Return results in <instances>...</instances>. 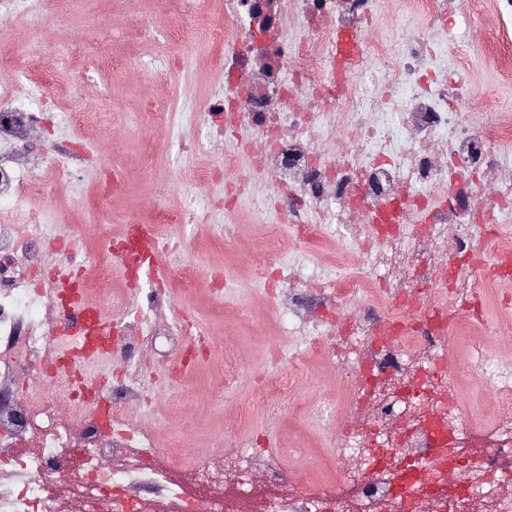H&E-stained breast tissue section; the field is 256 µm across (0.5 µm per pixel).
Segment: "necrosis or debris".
Masks as SVG:
<instances>
[{"mask_svg": "<svg viewBox=\"0 0 512 512\" xmlns=\"http://www.w3.org/2000/svg\"><path fill=\"white\" fill-rule=\"evenodd\" d=\"M378 0H224V25L212 42L223 50L221 92L202 105L209 137L233 134L235 148L200 179L224 187L226 245L238 244L241 200L252 205L263 238L278 235L264 214L284 215L296 242L322 246L346 238L365 257L353 276L322 278L328 304L352 302L341 326L309 329L287 372L259 394L290 393L314 359L348 374L339 409L360 421L340 433L332 461L356 454L362 467L340 471V485L260 481L248 442L229 438L220 463L186 462L181 449L159 465L151 439L126 420L144 403L133 385H118L104 406L88 402L74 381L60 334L48 333L40 307L65 321L64 287L45 270L46 254L67 267L78 248L45 211L22 200L41 194L19 164L22 101L0 83V387L22 389L15 427L0 422V512H512V421L485 433L457 412L458 388L444 360L448 333L479 306L473 256L512 245V114L463 120L482 94L462 72H449L447 37L464 4L479 0H405L418 24L389 43L362 38L378 18ZM502 33L476 51L512 73V0H498ZM245 175L235 176L242 159ZM177 242L132 233L118 247L123 270L156 262ZM454 269L441 282L445 269ZM468 370L503 410H512V367L471 342ZM54 381L52 393L30 388L31 373ZM112 437L111 446L99 442ZM143 476L164 490L149 505L129 496Z\"/></svg>", "mask_w": 512, "mask_h": 512, "instance_id": "1", "label": "necrosis or debris"}]
</instances>
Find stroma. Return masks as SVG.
Segmentation results:
<instances>
[{"instance_id": "stroma-1", "label": "stroma", "mask_w": 512, "mask_h": 512, "mask_svg": "<svg viewBox=\"0 0 512 512\" xmlns=\"http://www.w3.org/2000/svg\"><path fill=\"white\" fill-rule=\"evenodd\" d=\"M152 25L144 35L139 16ZM123 33L117 50L122 65L93 69L94 45L82 39L84 31L103 18ZM224 22L218 0H203L197 12L175 11L166 0H142L139 15L130 14L122 0H56L51 24L40 31L27 26L13 15L0 12V51L12 56V67L0 70V82H12L21 98L31 96L34 82H45L58 109L82 111L84 104L97 107L99 119L82 126L79 133L98 151L89 157L77 173L85 192L74 202L66 186L52 182L40 160L29 162L34 177L45 180V191L34 199L39 208L53 211L69 224L73 235L84 246L98 252L103 263H111L110 253L102 251L103 237L122 236L127 225L141 224L161 236L175 234L184 247L166 258L157 271L140 275L136 287H128L120 271H113L112 286L100 298L103 306L120 307L124 300L145 296L160 280L176 278L177 265H196L201 276L194 287H174L175 306L155 313L144 312L145 320L172 324L179 318H192L209 333L215 348L206 358L190 364L176 386L167 377L170 357L165 340L145 343L132 352L134 359L149 363L150 377L141 387L147 402L127 410L130 421L151 436L156 448H169L178 440H187L186 455L191 459L218 461L222 453L219 437L246 435L261 439L255 453L262 459H278L295 481L307 479L331 452V444L346 421L339 416L320 420L299 415L295 404L335 403L344 389L334 367L315 360L309 365L293 399H281L274 408L256 407L249 431H242L237 405L252 398L264 377L287 370L288 357L303 348L305 332L312 320L327 312L321 298L307 293L302 298L301 319L287 325V297L267 288L249 265L246 242L255 237L253 225L239 228L241 246L224 244V211L214 208L209 224H161L155 220L154 201L158 190H165L170 207H178L186 190L204 198L220 195L218 187L200 181L197 172L230 151V142L209 143L192 163L186 164L178 153V139L189 138L187 129L178 135L146 127V113L160 109L169 99L193 106L206 98L218 84L210 66L215 47L210 39L213 28ZM193 63L191 74L179 72L183 60ZM87 72L81 97H74V74ZM466 79L483 89L481 109L467 113V122L475 124L488 112L512 113V76L502 74L493 60L471 57ZM118 167L124 172L117 187L101 190L104 170ZM501 288H483V323H461L448 342V370L457 378L459 410L479 427L493 424L502 415L478 396L474 379L465 377L463 361L470 340H483L504 361L512 364V334L495 330L499 322L498 302ZM247 310L250 325L239 321L240 310ZM233 346L245 370L232 387L224 385V346Z\"/></svg>"}]
</instances>
